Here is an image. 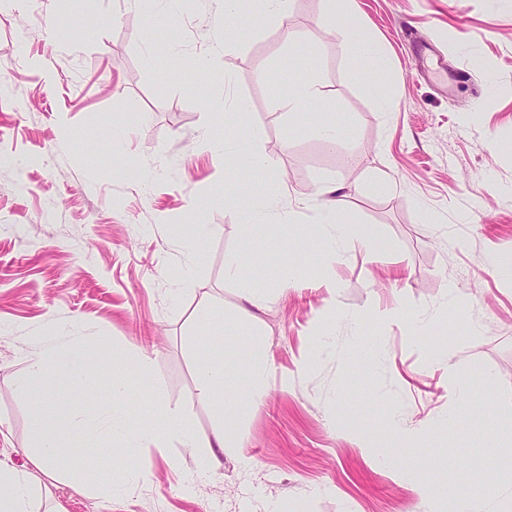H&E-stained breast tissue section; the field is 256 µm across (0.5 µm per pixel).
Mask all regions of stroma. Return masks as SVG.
<instances>
[{"label": "stroma", "mask_w": 512, "mask_h": 512, "mask_svg": "<svg viewBox=\"0 0 512 512\" xmlns=\"http://www.w3.org/2000/svg\"><path fill=\"white\" fill-rule=\"evenodd\" d=\"M351 8L390 60L385 102L349 64L344 26L322 28L321 0H294L290 53L273 20L225 33L222 0H179L156 30L127 0H0V464L28 473L37 512H452L459 472L512 485V457L485 454L512 435L498 422L512 411V274L488 262L512 259V0ZM416 41L447 83L417 72ZM310 76L322 113L278 112L279 93ZM228 94L248 112L225 114ZM320 118L344 129L339 146L314 135ZM228 137L273 167L237 171L213 149ZM328 178L348 184L340 212L362 234L339 262L315 244ZM245 182L290 206L292 223L243 233ZM198 224L207 233L187 247ZM229 251L242 254L237 281L224 278ZM248 286L268 289L265 310L243 300ZM246 327L266 340L270 388L238 420L241 453L213 471L203 449L174 442L143 449L141 474L118 448L102 462L114 489L84 493L67 474L94 441L73 442L60 468L29 460L30 408L13 383L43 339L124 356L133 419L162 409L207 432L218 419L198 369L223 361L235 392ZM434 347L490 413L484 428L448 423L454 389L427 362ZM391 411L415 442L398 441Z\"/></svg>", "instance_id": "35a3bbf8"}]
</instances>
